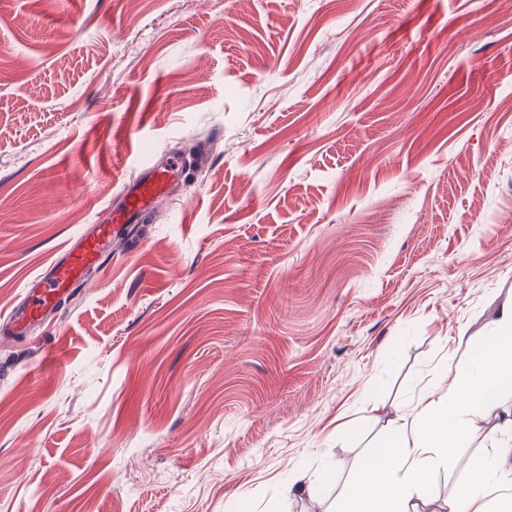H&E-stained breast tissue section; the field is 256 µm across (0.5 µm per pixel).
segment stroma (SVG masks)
Here are the masks:
<instances>
[{
	"label": "stroma",
	"mask_w": 512,
	"mask_h": 512,
	"mask_svg": "<svg viewBox=\"0 0 512 512\" xmlns=\"http://www.w3.org/2000/svg\"><path fill=\"white\" fill-rule=\"evenodd\" d=\"M198 140L0 339V512H337L512 303L501 0H0V313ZM180 167L177 159L146 167L135 182L125 184L121 191L122 202L112 208L110 222L96 224L92 230H83L70 239L62 258L49 265V275L41 273L30 282L24 307L13 308L7 316H1L3 328L20 335L29 324L42 321L63 296L83 283L86 272L100 264L112 244L126 235L130 224H138L157 208Z\"/></svg>",
	"instance_id": "35a3bbf8"
}]
</instances>
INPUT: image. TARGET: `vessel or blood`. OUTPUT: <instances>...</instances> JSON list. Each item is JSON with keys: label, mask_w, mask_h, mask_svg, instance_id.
Here are the masks:
<instances>
[{"label": "vessel or blood", "mask_w": 512, "mask_h": 512, "mask_svg": "<svg viewBox=\"0 0 512 512\" xmlns=\"http://www.w3.org/2000/svg\"><path fill=\"white\" fill-rule=\"evenodd\" d=\"M179 167L176 159L147 167L135 182L124 185L122 202L113 208L109 223L95 225L70 239L62 258L50 264L48 275L32 280L24 307L12 309L0 318V327L19 335L29 324L42 321L63 296L82 284L86 272L100 264L113 243L125 236L129 225L139 223L157 208Z\"/></svg>", "instance_id": "vessel-or-blood-1"}]
</instances>
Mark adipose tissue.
Returning <instances> with one entry per match:
<instances>
[{
	"label": "adipose tissue",
	"mask_w": 512,
	"mask_h": 512,
	"mask_svg": "<svg viewBox=\"0 0 512 512\" xmlns=\"http://www.w3.org/2000/svg\"><path fill=\"white\" fill-rule=\"evenodd\" d=\"M472 364L425 395L419 414L405 411L393 435L372 449L355 492L341 512H420L430 466L448 458L476 423L495 419L492 467L475 469L444 500L443 512H487L483 495L505 490L498 512H512V410L499 395L512 387V305L502 308L486 335L475 337Z\"/></svg>",
	"instance_id": "ef3b65f1"
}]
</instances>
